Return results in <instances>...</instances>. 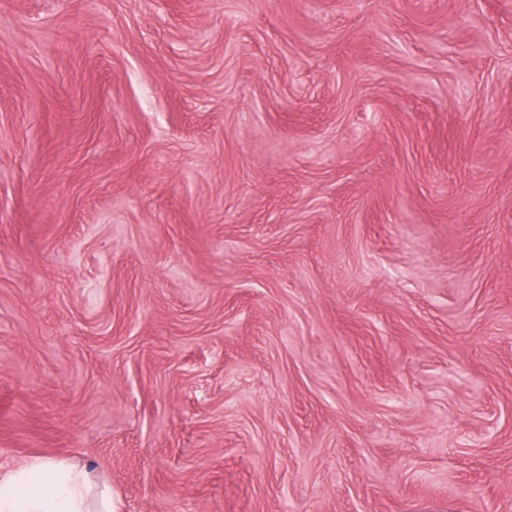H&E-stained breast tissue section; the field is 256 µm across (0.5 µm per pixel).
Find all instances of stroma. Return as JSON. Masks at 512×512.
Returning <instances> with one entry per match:
<instances>
[{
  "label": "stroma",
  "instance_id": "35a3bbf8",
  "mask_svg": "<svg viewBox=\"0 0 512 512\" xmlns=\"http://www.w3.org/2000/svg\"><path fill=\"white\" fill-rule=\"evenodd\" d=\"M114 512H512V0H0V472ZM91 475L77 463L38 459L0 474L1 512H112V494L89 506Z\"/></svg>",
  "mask_w": 512,
  "mask_h": 512
}]
</instances>
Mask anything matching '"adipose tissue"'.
Masks as SVG:
<instances>
[{"mask_svg":"<svg viewBox=\"0 0 512 512\" xmlns=\"http://www.w3.org/2000/svg\"><path fill=\"white\" fill-rule=\"evenodd\" d=\"M91 475L77 463L39 459L0 474V512H112V494L90 504Z\"/></svg>","mask_w":512,"mask_h":512,"instance_id":"1","label":"adipose tissue"}]
</instances>
